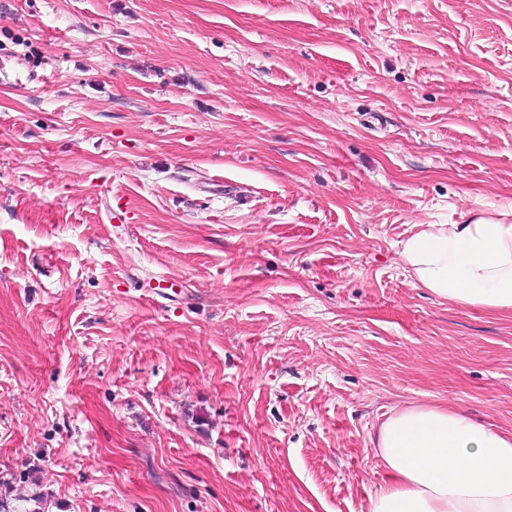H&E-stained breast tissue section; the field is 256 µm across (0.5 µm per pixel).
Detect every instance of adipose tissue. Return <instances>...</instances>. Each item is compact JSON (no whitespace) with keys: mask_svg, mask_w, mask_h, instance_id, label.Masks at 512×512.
<instances>
[{"mask_svg":"<svg viewBox=\"0 0 512 512\" xmlns=\"http://www.w3.org/2000/svg\"><path fill=\"white\" fill-rule=\"evenodd\" d=\"M400 256L438 297L512 311V221L423 224ZM374 448L390 482L370 497L367 512H512V433L465 411L405 406L380 424Z\"/></svg>","mask_w":512,"mask_h":512,"instance_id":"obj_1","label":"adipose tissue"}]
</instances>
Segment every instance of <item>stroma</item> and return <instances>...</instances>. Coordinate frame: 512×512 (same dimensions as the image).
<instances>
[{
  "label": "stroma",
  "mask_w": 512,
  "mask_h": 512,
  "mask_svg": "<svg viewBox=\"0 0 512 512\" xmlns=\"http://www.w3.org/2000/svg\"><path fill=\"white\" fill-rule=\"evenodd\" d=\"M0 65L11 512H366L395 410L512 431V312L400 258L512 214V0H0Z\"/></svg>",
  "instance_id": "35a3bbf8"
}]
</instances>
